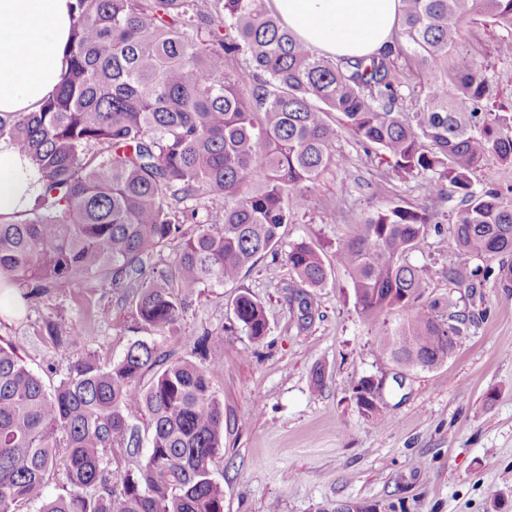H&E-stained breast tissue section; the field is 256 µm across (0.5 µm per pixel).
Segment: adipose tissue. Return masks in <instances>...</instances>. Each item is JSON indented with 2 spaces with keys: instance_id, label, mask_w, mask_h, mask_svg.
I'll use <instances>...</instances> for the list:
<instances>
[{
  "instance_id": "ef3b65f1",
  "label": "adipose tissue",
  "mask_w": 512,
  "mask_h": 512,
  "mask_svg": "<svg viewBox=\"0 0 512 512\" xmlns=\"http://www.w3.org/2000/svg\"><path fill=\"white\" fill-rule=\"evenodd\" d=\"M73 0H0V112H34L55 93L73 23ZM311 48L339 57L378 53L392 40L401 0H271ZM39 189L28 159L0 145V214L25 211Z\"/></svg>"
}]
</instances>
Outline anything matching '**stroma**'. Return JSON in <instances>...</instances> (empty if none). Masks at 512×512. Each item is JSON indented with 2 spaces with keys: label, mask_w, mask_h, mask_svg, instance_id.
<instances>
[{
  "label": "stroma",
  "mask_w": 512,
  "mask_h": 512,
  "mask_svg": "<svg viewBox=\"0 0 512 512\" xmlns=\"http://www.w3.org/2000/svg\"><path fill=\"white\" fill-rule=\"evenodd\" d=\"M450 70H472L492 98L512 106V30L470 14ZM336 160L324 170L312 204L282 229L284 245L306 239L331 275L318 290L316 312L301 322L288 303L291 278L285 253H267L238 282L196 288L177 322L165 331L137 330L131 305L91 281L29 301L0 316V345L13 346L34 374L52 387L86 354L120 360L147 338L170 360L193 358L204 333L233 326L232 302L248 291L264 307L267 336L232 333L210 346L206 363L224 400V442L211 473L224 489V512H318L358 502L376 512H512V292L486 282L460 306L472 314L466 338L433 371L408 370L382 359L376 344L383 326L406 321L393 309L369 319L354 304L347 273L337 267L339 241L380 210L428 207L448 227L459 197L426 199L422 177L404 178L382 151L365 154L353 133L331 114ZM423 269L425 300L446 299L450 257L438 230L409 255ZM86 332L68 348L43 340L46 323ZM322 387H314L315 371ZM385 380L389 423L362 414L353 387L364 377Z\"/></svg>",
  "instance_id": "1"
}]
</instances>
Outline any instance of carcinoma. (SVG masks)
<instances>
[{"instance_id": "cac0c4a2", "label": "carcinoma", "mask_w": 512, "mask_h": 512, "mask_svg": "<svg viewBox=\"0 0 512 512\" xmlns=\"http://www.w3.org/2000/svg\"><path fill=\"white\" fill-rule=\"evenodd\" d=\"M395 41L369 57L331 58L304 44L265 0H74L73 38L57 93L37 112L0 113V143L27 157L40 192L20 215H0V286L17 303L89 280L135 305L146 332L177 321L186 291L223 286L280 243V229L311 199L335 160V112L364 151L380 149L402 176L426 177V193L464 203L448 228V253L498 266L448 265L447 316L439 301L419 305L426 281L406 261L433 215L396 206L377 212L336 245L357 310L378 317L414 310L407 324L380 335L383 358L436 370L464 336L470 315L454 292L492 280L512 290V200L476 191L471 174L488 158L512 166V108L484 104L487 85L470 71L448 72L462 23L473 12L512 29V0H401ZM245 52L249 64L233 72ZM422 75L418 108L398 110L396 65ZM198 225L189 237L188 221ZM183 239L173 267L154 277V256ZM289 305L313 318L328 271L304 239L288 244ZM241 331L267 335L261 302L233 300ZM46 324L56 348L76 342ZM142 396L151 440L145 461L114 476L112 454L134 456L139 428L124 412ZM367 417L388 423L372 378L354 387ZM224 400L208 368L168 361L138 339L102 365L76 360L52 390L16 349L0 346V512H224V489L210 463L222 450ZM60 473L64 493L45 497Z\"/></svg>"}]
</instances>
